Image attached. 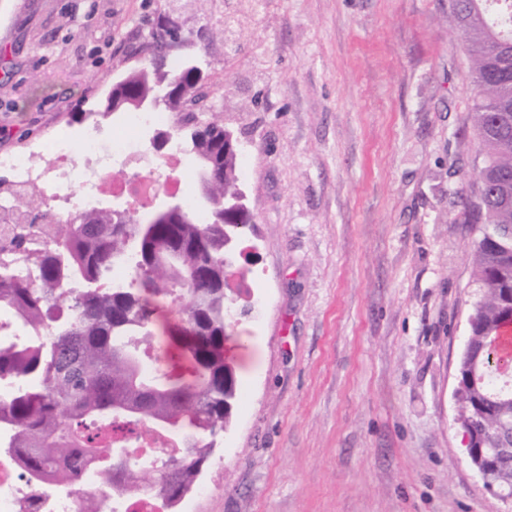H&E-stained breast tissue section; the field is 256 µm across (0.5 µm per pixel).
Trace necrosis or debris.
<instances>
[{
    "instance_id": "necrosis-or-debris-1",
    "label": "necrosis or debris",
    "mask_w": 512,
    "mask_h": 512,
    "mask_svg": "<svg viewBox=\"0 0 512 512\" xmlns=\"http://www.w3.org/2000/svg\"><path fill=\"white\" fill-rule=\"evenodd\" d=\"M169 121L165 112H133L126 135L105 137L91 126L78 141L61 130L37 150L1 154L0 170L10 173L15 193L0 197V212L18 210L25 196L39 193L44 214L29 233L31 245L40 247L49 240L54 224L98 207L109 197L143 206L161 192L180 195L187 157L183 146L169 142L162 154L149 149L158 128ZM117 165L126 169L118 182L112 179ZM12 437L11 428L0 424V512H20L29 501L35 502L37 512H76V500L82 495L99 500L101 512H165L161 500L150 493L102 485L91 465L77 488L61 487L48 476L32 481L19 457L7 449Z\"/></svg>"
}]
</instances>
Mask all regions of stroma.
I'll use <instances>...</instances> for the list:
<instances>
[{"label":"stroma","mask_w":512,"mask_h":512,"mask_svg":"<svg viewBox=\"0 0 512 512\" xmlns=\"http://www.w3.org/2000/svg\"><path fill=\"white\" fill-rule=\"evenodd\" d=\"M450 0H0V153L125 126L113 80L175 29L253 222L232 423L188 512H512L461 443L481 163Z\"/></svg>","instance_id":"obj_1"}]
</instances>
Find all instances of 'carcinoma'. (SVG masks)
<instances>
[{
  "instance_id": "cac0c4a2",
  "label": "carcinoma",
  "mask_w": 512,
  "mask_h": 512,
  "mask_svg": "<svg viewBox=\"0 0 512 512\" xmlns=\"http://www.w3.org/2000/svg\"><path fill=\"white\" fill-rule=\"evenodd\" d=\"M448 27L464 35L469 72L477 90L473 124L481 148L477 190L465 203V220L476 232L473 260L479 302L471 331L481 351L483 380L459 399V419L474 426L483 448H501L512 436V385L498 382L504 327L512 325V0H451ZM170 33L152 36L151 69L129 77V92L154 95L171 110L191 70L164 68ZM184 132L189 152L210 169L203 191L211 205L198 214L173 212L141 224L130 212L119 217L100 207L56 225L50 242L32 252L24 236L12 249L32 260L38 282L0 276V305L51 335L38 345L0 347V377L27 381L6 402L0 423L13 429L11 447L32 475L50 473L65 486L83 480L88 459L98 478L152 492L173 507L196 485L216 448L237 397L225 342L233 299L225 291L224 257L245 235L246 225L224 223V202L239 196L237 154L224 153V126L215 120ZM136 248L131 281L107 288L112 262ZM193 283L173 288L186 276ZM78 281L82 288L70 287ZM176 304L177 322L159 323L158 310ZM161 331L166 350L154 348ZM153 364L147 373L143 366ZM160 424L186 433L174 457L128 459L112 447V425Z\"/></svg>"
}]
</instances>
